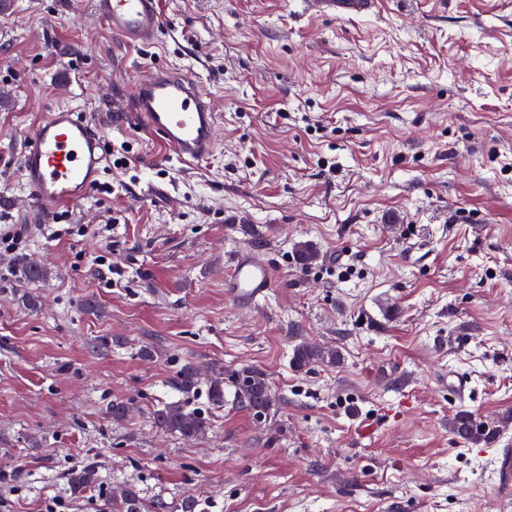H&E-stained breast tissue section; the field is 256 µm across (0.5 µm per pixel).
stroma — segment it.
Returning <instances> with one entry per match:
<instances>
[{"label": "stroma", "mask_w": 512, "mask_h": 512, "mask_svg": "<svg viewBox=\"0 0 512 512\" xmlns=\"http://www.w3.org/2000/svg\"><path fill=\"white\" fill-rule=\"evenodd\" d=\"M150 48L122 46L87 0L0 7V483L10 512H98L136 485L197 512H512V0H379L343 17L305 0H159ZM182 65L220 114L213 153L182 165L130 110L137 79ZM55 105L103 132L100 189L34 219L22 140ZM266 254L250 305L230 258ZM314 254L302 264V248ZM38 261L45 274L24 275ZM463 334L465 350L449 349ZM339 352L297 370L296 344ZM192 363L196 391L176 374ZM263 370L265 417L212 404V379ZM470 378L452 399L443 374ZM128 407L122 420L112 402ZM201 414L188 439L154 413ZM496 422L459 439L457 413ZM102 481L70 495L66 474ZM273 284L270 260L256 250L238 251L230 264L227 288L237 302H252L265 297Z\"/></svg>", "instance_id": "35a3bbf8"}]
</instances>
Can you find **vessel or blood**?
I'll use <instances>...</instances> for the list:
<instances>
[{"mask_svg": "<svg viewBox=\"0 0 512 512\" xmlns=\"http://www.w3.org/2000/svg\"><path fill=\"white\" fill-rule=\"evenodd\" d=\"M374 0H309L311 10L361 12ZM93 15L113 37L127 45L155 44L163 27L158 0H90ZM133 110L139 125L182 162L191 165L209 155L220 124L212 100L185 71L152 67L134 87ZM108 162L99 129L72 106L49 110L25 136L21 179L33 195L41 222L57 220L62 209L83 203ZM273 284L270 260L255 250L238 251L230 264L227 288L237 302L265 297Z\"/></svg>", "mask_w": 512, "mask_h": 512, "instance_id": "obj_1", "label": "vessel or blood"}]
</instances>
